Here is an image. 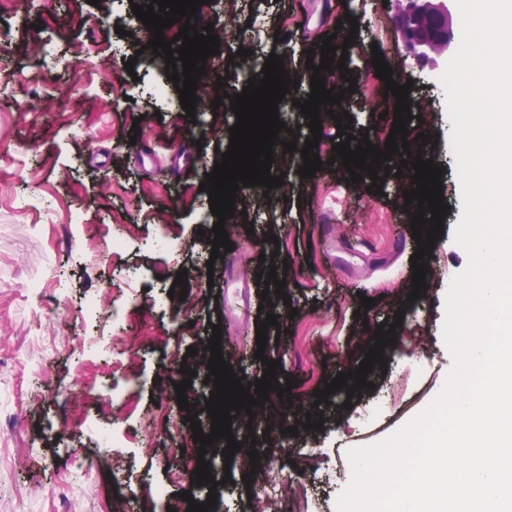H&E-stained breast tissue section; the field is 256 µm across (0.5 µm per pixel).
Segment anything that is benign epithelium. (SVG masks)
<instances>
[{"label": "benign epithelium", "instance_id": "7a95c632", "mask_svg": "<svg viewBox=\"0 0 512 512\" xmlns=\"http://www.w3.org/2000/svg\"><path fill=\"white\" fill-rule=\"evenodd\" d=\"M397 40L419 63H429L448 52L452 15L448 0H390Z\"/></svg>", "mask_w": 512, "mask_h": 512}]
</instances>
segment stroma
Returning <instances> with one entry per match:
<instances>
[{
  "mask_svg": "<svg viewBox=\"0 0 512 512\" xmlns=\"http://www.w3.org/2000/svg\"><path fill=\"white\" fill-rule=\"evenodd\" d=\"M341 8L358 22L346 62L356 77L345 101L351 126L383 143L392 124L383 116L386 89L373 76V51L411 80V95L436 101L447 64L442 57L418 66L397 43L383 0H264L245 6L239 23L253 59L275 53L296 72L304 101L307 51ZM286 14L295 19L294 37L275 41ZM142 32L128 0H12L0 9V38L13 50L0 69V512H113L117 496L126 512H154L160 487L178 500L184 486L173 470L192 460L197 443L174 385L187 348L216 324L226 349H243L237 376L256 381L266 360L277 361V382L293 381L289 416L310 406L322 414L321 429L270 442L262 418L238 431L253 433L267 475L307 489L308 512H335L350 480L348 449L393 434L439 394L452 366L442 340L444 296L468 264L453 241L462 191L452 124L444 112L432 118L448 212L418 299L408 298L418 246L396 176L402 156L391 155L387 175L352 181L330 163L340 138L329 119L316 148L323 170L303 178L297 166L271 167L288 188L284 197L244 188L261 204L226 231L250 306L228 310L224 273L206 268L211 210L199 185L230 133L214 125L204 100L195 105V124L184 125L164 62L136 53ZM131 58L136 65L125 70ZM55 87L63 97L48 100ZM147 146L153 157L144 162L139 151ZM374 181L381 193L370 192ZM116 237L126 242L119 252ZM167 237L177 238V250L163 247ZM271 250L288 262L278 271L286 280L280 294L260 278L259 256ZM181 271L195 312L158 309L155 298ZM366 297L372 308H363ZM117 303L127 308L119 321L112 318ZM270 314L277 322L261 349L256 330ZM398 314L396 339L382 349L386 365L373 368L368 386L316 403L314 391L359 367L376 328ZM416 361L427 370L408 376L401 406L390 416L376 412L402 368ZM114 431L124 435L123 447L103 444ZM212 467L230 475L217 490L216 512H249L250 497H264V481L244 483L222 456H213Z\"/></svg>",
  "mask_w": 512,
  "mask_h": 512,
  "instance_id": "stroma-1",
  "label": "stroma"
}]
</instances>
